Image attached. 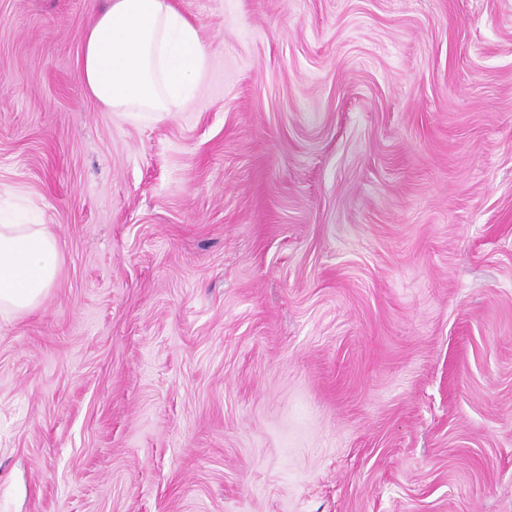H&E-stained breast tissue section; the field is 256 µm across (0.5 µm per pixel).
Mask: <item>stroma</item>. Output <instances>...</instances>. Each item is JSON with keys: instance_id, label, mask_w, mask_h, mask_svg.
I'll list each match as a JSON object with an SVG mask.
<instances>
[{"instance_id": "stroma-1", "label": "stroma", "mask_w": 512, "mask_h": 512, "mask_svg": "<svg viewBox=\"0 0 512 512\" xmlns=\"http://www.w3.org/2000/svg\"><path fill=\"white\" fill-rule=\"evenodd\" d=\"M164 117L106 0H0V512H512V0H173ZM206 60L199 29L171 0H108L85 34L80 75L110 112L166 115L189 101ZM58 263L56 239L45 224H0V313L36 305Z\"/></svg>"}]
</instances>
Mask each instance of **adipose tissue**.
Segmentation results:
<instances>
[{
	"instance_id": "ef3b65f1",
	"label": "adipose tissue",
	"mask_w": 512,
	"mask_h": 512,
	"mask_svg": "<svg viewBox=\"0 0 512 512\" xmlns=\"http://www.w3.org/2000/svg\"><path fill=\"white\" fill-rule=\"evenodd\" d=\"M206 60L198 28L171 0H108L84 37L81 79L109 111L166 115L189 101ZM58 263L46 225L0 224V313L36 305Z\"/></svg>"
}]
</instances>
